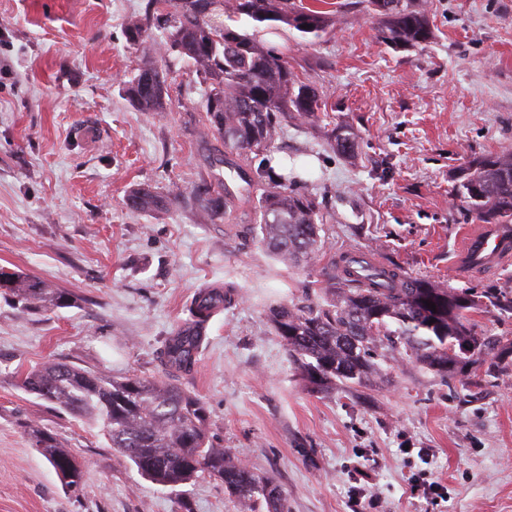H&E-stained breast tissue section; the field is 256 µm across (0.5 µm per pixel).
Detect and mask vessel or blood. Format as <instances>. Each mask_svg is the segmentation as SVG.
Returning <instances> with one entry per match:
<instances>
[{
    "label": "vessel or blood",
    "instance_id": "b4317fda",
    "mask_svg": "<svg viewBox=\"0 0 512 512\" xmlns=\"http://www.w3.org/2000/svg\"><path fill=\"white\" fill-rule=\"evenodd\" d=\"M512 261V225L488 224L483 232H466L461 264L470 272L492 271Z\"/></svg>",
    "mask_w": 512,
    "mask_h": 512
}]
</instances>
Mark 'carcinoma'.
Instances as JSON below:
<instances>
[{"instance_id":"1","label":"carcinoma","mask_w":512,"mask_h":512,"mask_svg":"<svg viewBox=\"0 0 512 512\" xmlns=\"http://www.w3.org/2000/svg\"><path fill=\"white\" fill-rule=\"evenodd\" d=\"M162 22L160 45L195 67L205 85V121L200 137L213 135L237 155H269L288 124L312 125L326 112L324 95L301 81L283 52L266 47L256 33L238 32L214 18L245 15L255 27L282 23L304 35L320 36L333 24L328 14L301 0H153ZM380 19L382 42L416 46L429 40L428 19L410 0H367ZM149 18L129 20L124 34L131 46L149 37ZM308 28H302V25ZM128 100L142 112L166 109V77L147 61L138 73L120 81ZM333 146L354 151L356 134L347 126L331 130ZM263 191L255 205L258 236L279 260H309L323 248L320 204L299 193L288 175L277 174L264 160L255 170ZM468 210L483 224H512V152L475 158L461 168L453 186ZM231 192L222 181L205 178L185 195L134 188L127 205L141 212L160 211L178 202L211 218L227 213ZM10 282L5 290L26 311L72 306L73 299L49 281L21 271L0 270ZM328 288L342 291L322 303H280L268 319L281 337L288 360L307 388L326 392L336 385L367 386L380 367L377 348L405 356L416 367L462 385L474 370L486 372L512 365V338L479 336L467 313L482 306L512 312L507 292L474 295L436 288L411 278L396 265L366 262L359 269L346 260L331 266ZM237 293L222 283H208L193 295L189 317L164 341L161 364L166 372H190L206 339L212 317L231 307ZM436 305V310L427 303ZM24 391L95 428L137 473L173 493L208 476L243 502H260L266 512H286V498L270 478L255 473L237 454L214 446L208 433V410L202 398L156 376L114 377L61 362H48L27 373ZM31 445L54 468L67 489L80 488L85 467L58 433L34 420L23 425Z\"/></svg>"}]
</instances>
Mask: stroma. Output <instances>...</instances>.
I'll list each match as a JSON object with an SVG mask.
<instances>
[{"mask_svg":"<svg viewBox=\"0 0 512 512\" xmlns=\"http://www.w3.org/2000/svg\"><path fill=\"white\" fill-rule=\"evenodd\" d=\"M416 5L432 34L414 47L382 43L365 0H330L320 37L280 27L265 40L328 99L322 126H286L274 147L300 163L294 187L326 218L323 251L291 267L254 230V165L217 164L220 141L197 133L205 90L193 66L160 53L156 32L127 46L124 25L148 0H0V267L76 299L32 313L0 294V512H255L207 477L175 496L20 387L46 361L160 375L165 337L215 282L239 300L208 323L195 371L169 379L205 401L214 444L274 480L288 512H353L363 471L380 512H512V367L468 388L390 359L359 395H314L267 316L322 296L331 264L353 252L442 288L512 291V261L454 271L462 228L480 223L452 192L467 161L512 151V0ZM148 60L168 77L158 114L119 85ZM340 124L357 135L353 156L330 143ZM208 174L233 195L229 218L126 204L133 187L188 192ZM30 419L85 461L82 488L63 489L29 447ZM422 469L447 500L411 492Z\"/></svg>","mask_w":512,"mask_h":512,"instance_id":"obj_1","label":"stroma"}]
</instances>
